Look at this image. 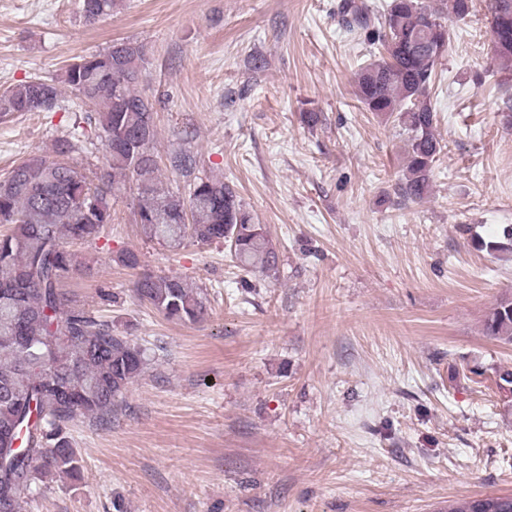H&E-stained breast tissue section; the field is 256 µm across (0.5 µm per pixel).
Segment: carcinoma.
<instances>
[{
    "instance_id": "obj_1",
    "label": "carcinoma",
    "mask_w": 512,
    "mask_h": 512,
    "mask_svg": "<svg viewBox=\"0 0 512 512\" xmlns=\"http://www.w3.org/2000/svg\"><path fill=\"white\" fill-rule=\"evenodd\" d=\"M118 0H79L88 26L112 15ZM473 0H390L376 16L366 0H343L348 31L379 25L382 52L361 67L356 98L369 112L394 119L406 135L399 191L420 201L444 149L437 134L431 90L451 43L448 19H466ZM491 53L501 84H512V0H490ZM144 46L115 42L104 53L65 69L63 83L90 107L84 123L102 131L108 165L88 176L71 156L83 150L80 134L55 140V156L30 154L0 179V512H21V499L37 482L74 475L79 455L69 425L88 417L112 422L120 396L146 368L145 350L112 322L77 303L62 288L80 267L65 240L94 242L112 223V199L130 178L140 201L135 212L143 236L175 251L191 237L224 242L246 273L277 270L279 252L254 222L232 185L195 173L194 152L169 155L170 167L188 177L173 191L158 181L156 102L139 90L146 70ZM62 93L53 78L30 77L0 92V117L52 112ZM133 294L169 320L199 321L207 294L179 275L143 272ZM485 335L512 345V296L486 315ZM20 447L12 448L13 441ZM448 512H512V494L464 498Z\"/></svg>"
}]
</instances>
